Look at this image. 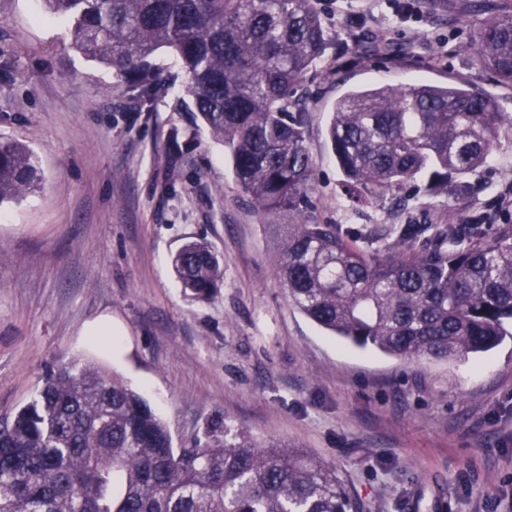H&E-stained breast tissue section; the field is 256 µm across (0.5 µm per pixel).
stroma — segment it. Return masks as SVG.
I'll use <instances>...</instances> for the list:
<instances>
[{
    "label": "stroma",
    "mask_w": 512,
    "mask_h": 512,
    "mask_svg": "<svg viewBox=\"0 0 512 512\" xmlns=\"http://www.w3.org/2000/svg\"><path fill=\"white\" fill-rule=\"evenodd\" d=\"M329 46L301 86L314 160L312 215L361 245L386 224H447L442 198L403 205L407 190L349 207L327 139L339 96L418 82L494 95L512 87L472 60L477 18L448 0H316ZM386 37L395 52L364 57ZM161 86L142 103L127 80L71 45L42 0H0V140L30 148L38 188L0 204V420L36 394L44 370L98 365L140 393L174 446L230 432L283 440L336 468L361 512H512V339L453 361L402 362L330 336L278 277L276 223L245 202L222 145L184 111V74L159 49ZM465 209L512 201V125L476 173ZM224 259L206 301L177 280L189 241ZM108 321L112 333L96 327Z\"/></svg>",
    "instance_id": "obj_1"
}]
</instances>
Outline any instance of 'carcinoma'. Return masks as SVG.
<instances>
[{
	"instance_id": "cac0c4a2",
	"label": "carcinoma",
	"mask_w": 512,
	"mask_h": 512,
	"mask_svg": "<svg viewBox=\"0 0 512 512\" xmlns=\"http://www.w3.org/2000/svg\"><path fill=\"white\" fill-rule=\"evenodd\" d=\"M71 23L72 45L131 78L149 102L153 59H181L195 115L224 145L234 178L264 218L288 215L277 260L308 318L361 348L400 360L449 361L512 336V222L465 211L456 224H389L367 250L334 224L305 219L313 162L298 95L327 48L314 0H43ZM477 64L512 87V14L479 23ZM512 114L460 86L410 83L350 90L328 135L352 206L423 177L445 194L488 160ZM33 153L0 141V203L38 185ZM173 268L205 300L224 260L186 243ZM0 512H359L329 462L285 441L176 448L151 405L119 377L72 361L48 371L33 399L0 425Z\"/></svg>"
}]
</instances>
